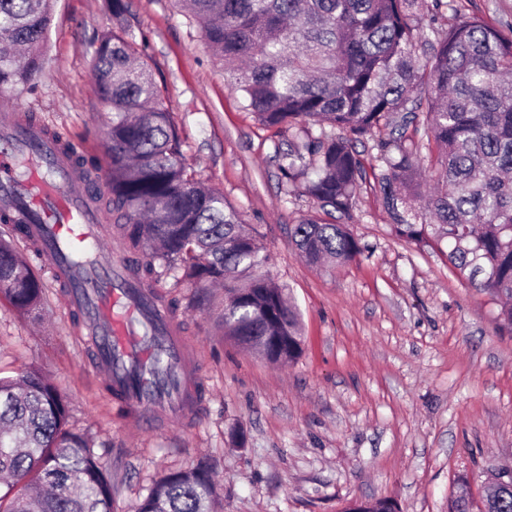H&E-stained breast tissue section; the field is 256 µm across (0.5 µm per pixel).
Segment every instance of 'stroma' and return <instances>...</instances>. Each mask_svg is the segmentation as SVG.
<instances>
[{"label":"stroma","instance_id":"1","mask_svg":"<svg viewBox=\"0 0 512 512\" xmlns=\"http://www.w3.org/2000/svg\"><path fill=\"white\" fill-rule=\"evenodd\" d=\"M136 39L179 132L187 165L224 195L268 258L263 270L301 314L304 352L277 364L225 339L224 291L158 283L196 343L204 409L193 423L128 424L80 345L62 291L38 258V313L0 301V376L40 365L66 396L70 427L89 436L112 474L113 512H134L164 475L206 460L223 512H342L388 498L401 512H448L461 486L480 494L512 469V333L499 307L459 280L440 251L397 236L364 183L343 223L364 245L354 260L313 267L288 238L315 204L281 178L285 139L245 109L224 67L172 0H127ZM458 17L512 23V0H447ZM112 29L107 0H54L42 72L12 107L34 113L108 169V109L92 64Z\"/></svg>","mask_w":512,"mask_h":512}]
</instances>
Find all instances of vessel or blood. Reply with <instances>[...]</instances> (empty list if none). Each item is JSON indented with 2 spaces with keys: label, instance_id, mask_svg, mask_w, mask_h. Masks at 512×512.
<instances>
[{
  "label": "vessel or blood",
  "instance_id": "1",
  "mask_svg": "<svg viewBox=\"0 0 512 512\" xmlns=\"http://www.w3.org/2000/svg\"><path fill=\"white\" fill-rule=\"evenodd\" d=\"M18 142L35 147L45 164L44 173L57 179L51 192L44 186L43 173L34 174L27 183L28 209L38 215L29 230L42 241L43 265L66 286L69 311L89 326L83 346L92 354V367L101 382L111 387L128 423H140L150 413L182 424L194 421L199 409L193 369L196 350L179 317L170 311L160 290L127 274L122 256L113 257L105 267L73 266V252L98 255L106 246V237L96 229L98 213L64 156L43 139L39 128L8 111L0 113V206L8 209L13 203L9 190L17 164L13 146ZM159 352L176 374V386L168 394L148 379L132 383L126 372L130 360L146 363Z\"/></svg>",
  "mask_w": 512,
  "mask_h": 512
}]
</instances>
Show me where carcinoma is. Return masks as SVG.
Listing matches in <instances>:
<instances>
[{
  "label": "carcinoma",
  "instance_id": "obj_1",
  "mask_svg": "<svg viewBox=\"0 0 512 512\" xmlns=\"http://www.w3.org/2000/svg\"><path fill=\"white\" fill-rule=\"evenodd\" d=\"M117 28L95 51L99 98L112 107L106 211L135 272L171 274L191 288L224 284V335L291 363L303 352L296 308L258 274L266 258L223 194L189 172L181 141L135 36L127 0H109ZM421 0H177L224 57V80L258 122L294 140L276 153L286 183L322 212L350 214L366 169L356 144L390 129L370 165L397 235L419 247L447 243L450 268L499 302L512 332V25L460 17L436 41ZM53 0H0V93L41 72ZM429 55L418 62L417 49ZM421 124L427 143L406 136ZM320 128L319 135L312 127ZM427 155H421V149ZM300 255L342 265L363 252L342 224L312 216L288 228ZM43 284L0 239V299L19 313L41 305ZM0 512H112V475L94 442L69 428L65 397L38 366L0 377ZM203 463L155 483L135 512H219ZM448 512H512V489Z\"/></svg>",
  "mask_w": 512,
  "mask_h": 512
}]
</instances>
